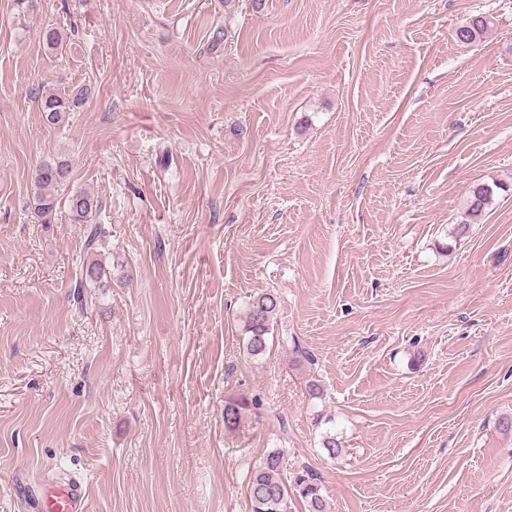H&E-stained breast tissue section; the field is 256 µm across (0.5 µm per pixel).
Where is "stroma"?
Listing matches in <instances>:
<instances>
[{
  "label": "stroma",
  "instance_id": "stroma-1",
  "mask_svg": "<svg viewBox=\"0 0 512 512\" xmlns=\"http://www.w3.org/2000/svg\"><path fill=\"white\" fill-rule=\"evenodd\" d=\"M86 82L47 127L41 94ZM62 154L104 203L83 309L82 225L29 208ZM476 184L492 203L456 235ZM241 396L260 405L226 430ZM505 417L512 0H0V512L69 482L86 512H250L273 448L330 512H512ZM494 21L491 17L483 14L473 16L465 25L458 27L455 37L458 42L472 43L483 36L492 26ZM278 307V297L273 293L254 296L247 302L243 329L249 355L258 357L265 352ZM259 406V400L254 399L249 401L246 397L230 398L224 402V427L227 430L235 429L241 419L244 411L248 407Z\"/></svg>",
  "mask_w": 512,
  "mask_h": 512
}]
</instances>
